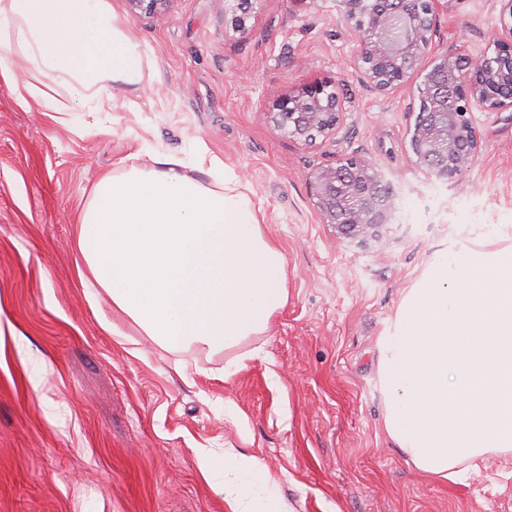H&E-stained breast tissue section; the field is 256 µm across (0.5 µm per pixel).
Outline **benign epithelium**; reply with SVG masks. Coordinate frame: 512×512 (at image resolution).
Instances as JSON below:
<instances>
[{"instance_id": "7a95c632", "label": "benign epithelium", "mask_w": 512, "mask_h": 512, "mask_svg": "<svg viewBox=\"0 0 512 512\" xmlns=\"http://www.w3.org/2000/svg\"><path fill=\"white\" fill-rule=\"evenodd\" d=\"M137 17L167 10L173 0H127ZM392 15L374 0H345V22L355 34L356 59L364 83L387 94L410 77L434 46L444 0H395ZM495 52L461 56L437 53L430 78L418 86L431 104L427 120L415 125L411 148L415 163L442 179H453L478 159L481 145L472 121L477 109L512 110V0H502ZM344 98L331 84H314L279 100L268 113L272 132L302 144L334 139L342 129ZM310 189L320 221L366 244L387 228L391 205L386 184L373 163L359 154L338 157L319 167Z\"/></svg>"}]
</instances>
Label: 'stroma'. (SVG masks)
Returning a JSON list of instances; mask_svg holds the SVG:
<instances>
[{"label": "stroma", "instance_id": "35a3bbf8", "mask_svg": "<svg viewBox=\"0 0 512 512\" xmlns=\"http://www.w3.org/2000/svg\"><path fill=\"white\" fill-rule=\"evenodd\" d=\"M109 3L148 54L138 95L65 127L0 84V512H229L198 465L228 449L259 459L293 512H512V452L448 479L422 473L386 431L377 377L378 340L433 252L512 238V112H474L481 154L445 182L412 162L423 69L370 91L342 0H252L241 29L239 0L135 18ZM500 10L447 0L436 51L492 52ZM317 82L345 98L337 138L272 133L276 101ZM201 143L260 207L288 302L235 348L173 351L89 295L76 228L101 174ZM356 153L393 196L386 233L366 245L321 223L309 189L317 168Z\"/></svg>", "mask_w": 512, "mask_h": 512}]
</instances>
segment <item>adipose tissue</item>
<instances>
[{
    "label": "adipose tissue",
    "mask_w": 512,
    "mask_h": 512,
    "mask_svg": "<svg viewBox=\"0 0 512 512\" xmlns=\"http://www.w3.org/2000/svg\"><path fill=\"white\" fill-rule=\"evenodd\" d=\"M141 41L108 0H0V83L29 111L67 125L138 93ZM83 283L171 350H227L263 335L288 299L286 260L223 162L148 152L102 177L78 231ZM386 428L421 471L512 450V243L448 245L405 293L378 342ZM230 512H250L242 473L253 456L200 458Z\"/></svg>",
    "instance_id": "adipose-tissue-1"
}]
</instances>
